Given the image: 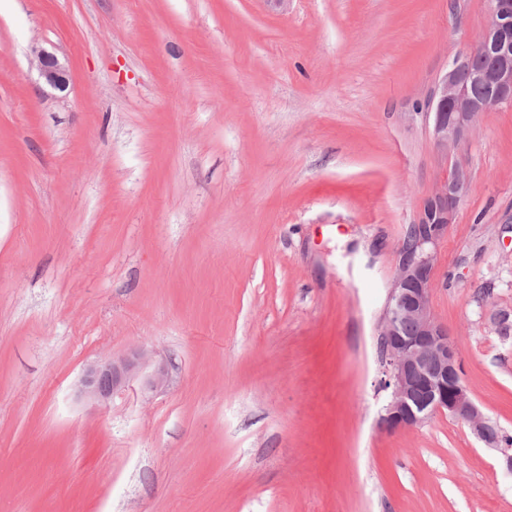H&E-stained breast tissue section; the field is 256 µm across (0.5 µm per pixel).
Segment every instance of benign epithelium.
<instances>
[{
	"label": "benign epithelium",
	"mask_w": 512,
	"mask_h": 512,
	"mask_svg": "<svg viewBox=\"0 0 512 512\" xmlns=\"http://www.w3.org/2000/svg\"><path fill=\"white\" fill-rule=\"evenodd\" d=\"M490 13L491 21L478 43L454 59L425 106L432 140L445 159L468 140L483 113L512 106V0H490ZM35 58L45 81L65 90L70 74L56 56L39 49ZM473 82L490 87L491 93L475 96L470 89ZM467 189V169L457 162L437 178L417 221L408 226L406 240L399 242V260L379 333L383 386L391 390L381 422L394 431L420 426L446 413L466 422L481 441L498 450L512 473V453L488 436L484 415L461 378L458 339L448 334V326L437 319L431 303L437 247L447 238ZM144 363L145 355L139 352L132 359L91 365L80 380V390L104 403ZM167 376L164 365H155L146 382L148 390L163 388Z\"/></svg>",
	"instance_id": "7a95c632"
}]
</instances>
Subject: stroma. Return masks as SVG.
<instances>
[{"label": "stroma", "mask_w": 512, "mask_h": 512, "mask_svg": "<svg viewBox=\"0 0 512 512\" xmlns=\"http://www.w3.org/2000/svg\"><path fill=\"white\" fill-rule=\"evenodd\" d=\"M490 19L488 0H0V512H512L467 424H380L396 247L445 168L423 106ZM457 157L432 305L512 434V107ZM137 350L165 387L80 395ZM35 58L40 74L45 81L55 89L65 90L70 81V74L56 56L39 49L35 50Z\"/></svg>", "instance_id": "stroma-1"}]
</instances>
